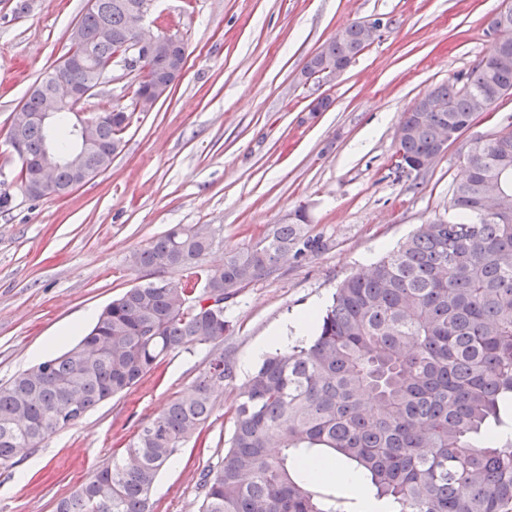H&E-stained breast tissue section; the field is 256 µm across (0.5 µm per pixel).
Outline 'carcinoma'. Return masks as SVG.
I'll list each match as a JSON object with an SVG mask.
<instances>
[{
	"label": "carcinoma",
	"mask_w": 512,
	"mask_h": 512,
	"mask_svg": "<svg viewBox=\"0 0 512 512\" xmlns=\"http://www.w3.org/2000/svg\"><path fill=\"white\" fill-rule=\"evenodd\" d=\"M153 0H95L77 26L85 41L69 51L88 53L85 66L59 72L57 85L90 89L103 80L99 66L136 38L128 25L135 7ZM365 49L360 24L336 33L312 56L305 75L350 63ZM186 52L170 40L146 57L132 105L156 102L172 87ZM51 83H39L24 102L40 109ZM512 94V39L472 71L434 87L446 103L419 112L416 100L396 136L410 176L430 155L443 129L462 128ZM96 124L95 149L84 166L112 163L132 113L115 107ZM496 142L466 156V175L452 192L454 216L422 224L369 270L345 278L305 345L278 349L236 386L229 446L197 484L199 512H341L336 497L310 484L304 466L343 461L368 481L373 497L395 512H512V438L492 425L512 402V211L485 206L489 184L502 182L512 206V125ZM39 160L51 144L75 149L66 113L47 129L11 125ZM304 216L272 224L221 265L201 259L216 245L206 224L175 226L134 252L130 265L152 272L178 270L185 280L148 281L112 300L86 336L0 384V467L27 458L57 431L81 420L108 398L133 388L168 357L197 347L209 360L192 389L172 400L55 512H152L160 471L183 444L200 434L235 364L220 346L229 331L224 301L249 283L279 273L288 257L321 252L325 243Z\"/></svg>",
	"instance_id": "carcinoma-1"
}]
</instances>
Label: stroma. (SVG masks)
<instances>
[{
  "label": "stroma",
  "mask_w": 512,
  "mask_h": 512,
  "mask_svg": "<svg viewBox=\"0 0 512 512\" xmlns=\"http://www.w3.org/2000/svg\"><path fill=\"white\" fill-rule=\"evenodd\" d=\"M88 0H0V382L48 353L85 312H100L150 274L130 256L177 224H207L216 245L203 265L245 249L269 225L305 210L326 247L288 259L226 302L224 349L238 364L289 317L325 309L339 282L366 270L419 225L452 214L463 177L453 145L422 182L392 167L402 118L435 85L490 54L503 0H153L142 24L183 37L186 64L167 98L134 113L111 167L67 196L34 198L19 180L8 131L27 94L61 61ZM374 16L392 25L343 75L308 78L310 57L342 27ZM134 74L114 67L70 120L129 103ZM326 96L324 112L310 103ZM197 348L169 357L127 393L49 437L21 463L0 468V512H55L139 429L184 394L205 366ZM235 387L225 383L199 440L161 471L154 512H198L196 485L233 432Z\"/></svg>",
  "instance_id": "1"
}]
</instances>
